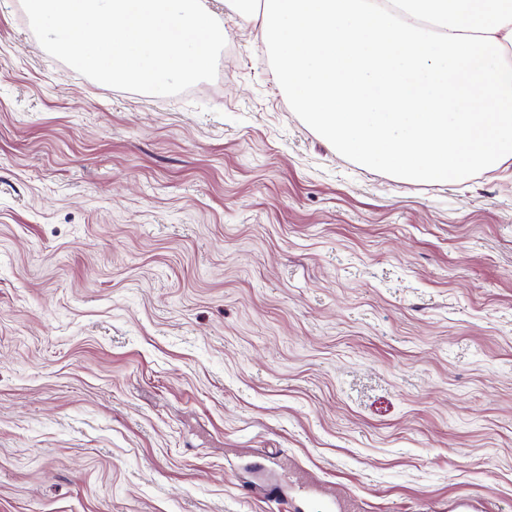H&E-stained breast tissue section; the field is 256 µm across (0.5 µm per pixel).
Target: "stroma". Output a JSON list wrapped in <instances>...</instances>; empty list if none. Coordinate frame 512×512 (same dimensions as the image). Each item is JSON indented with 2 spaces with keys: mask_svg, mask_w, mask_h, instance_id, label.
I'll use <instances>...</instances> for the list:
<instances>
[{
  "mask_svg": "<svg viewBox=\"0 0 512 512\" xmlns=\"http://www.w3.org/2000/svg\"><path fill=\"white\" fill-rule=\"evenodd\" d=\"M51 57L0 0V512H512V162L411 184L291 109Z\"/></svg>",
  "mask_w": 512,
  "mask_h": 512,
  "instance_id": "35a3bbf8",
  "label": "stroma"
}]
</instances>
